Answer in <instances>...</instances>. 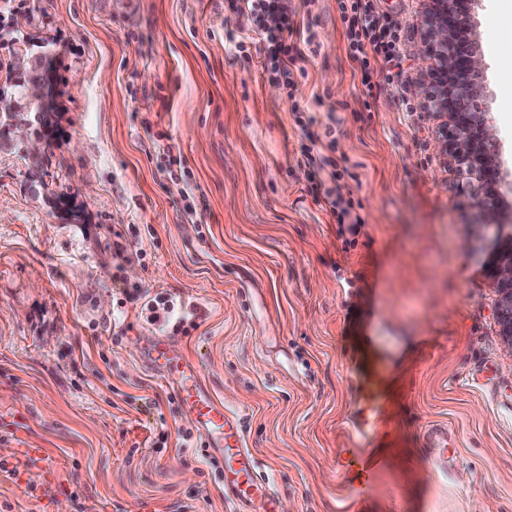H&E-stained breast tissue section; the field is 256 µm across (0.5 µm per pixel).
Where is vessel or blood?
<instances>
[{"instance_id":"obj_1","label":"vessel or blood","mask_w":512,"mask_h":512,"mask_svg":"<svg viewBox=\"0 0 512 512\" xmlns=\"http://www.w3.org/2000/svg\"><path fill=\"white\" fill-rule=\"evenodd\" d=\"M139 355L144 366L158 373L178 397L206 446L219 451L224 464V497L234 503V512H278L273 486L246 445L239 413L226 410L198 366L184 357L178 342L161 336L141 347ZM392 361L391 347L380 344L358 385L357 408L345 428L346 443L339 464L341 490L352 507L369 496L372 473L381 465L369 449L383 437L381 424L388 408L384 387ZM423 437L432 448L456 445L444 424L429 426Z\"/></svg>"}]
</instances>
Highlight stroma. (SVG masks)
I'll return each instance as SVG.
<instances>
[{
    "mask_svg": "<svg viewBox=\"0 0 512 512\" xmlns=\"http://www.w3.org/2000/svg\"><path fill=\"white\" fill-rule=\"evenodd\" d=\"M294 5L319 50L291 95L225 0H0L57 54L47 188L0 149V460L42 448L50 464L0 474V512H231L221 465L200 435L182 441L190 421L137 357L157 336L242 414L279 512H347L336 458L374 336L398 353L366 512H512V353L468 177L436 120L402 105L423 64L366 88L339 0ZM471 24L512 223V5L476 0ZM296 106L335 131L358 234L315 199ZM124 286L195 328L149 324ZM436 423L455 436L446 460L423 440Z\"/></svg>",
    "mask_w": 512,
    "mask_h": 512,
    "instance_id": "1",
    "label": "stroma"
}]
</instances>
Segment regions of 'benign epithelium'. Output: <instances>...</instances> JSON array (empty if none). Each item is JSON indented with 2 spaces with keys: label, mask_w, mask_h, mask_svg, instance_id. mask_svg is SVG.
I'll return each mask as SVG.
<instances>
[{
  "label": "benign epithelium",
  "mask_w": 512,
  "mask_h": 512,
  "mask_svg": "<svg viewBox=\"0 0 512 512\" xmlns=\"http://www.w3.org/2000/svg\"><path fill=\"white\" fill-rule=\"evenodd\" d=\"M426 30L414 45L415 56L430 66L407 91L429 115L446 119L439 127L436 147L476 180L477 228L485 243L488 273L498 293L496 318L506 349L512 353V227L499 222L497 202L501 171L496 163L497 144L490 132L488 112L473 90L484 63L473 50L459 51V39L468 35V21L476 0H430ZM45 57L19 56V70L27 73L19 98L0 100V109L19 112L12 131L25 145L27 160L35 164L45 157L48 143L34 133V113L42 123L53 117L55 88L41 71Z\"/></svg>",
  "instance_id": "obj_1"
}]
</instances>
